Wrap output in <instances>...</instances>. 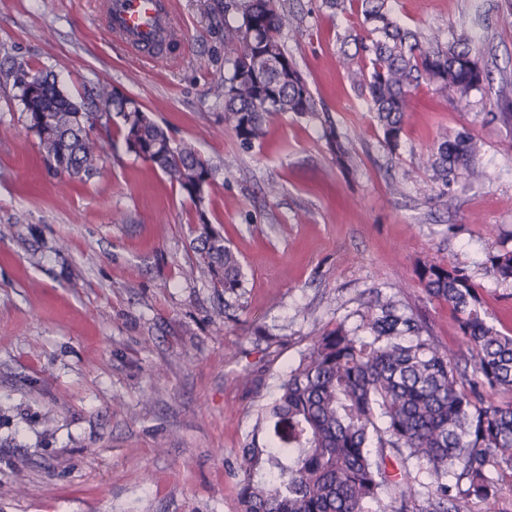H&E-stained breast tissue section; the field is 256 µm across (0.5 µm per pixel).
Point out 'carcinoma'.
Listing matches in <instances>:
<instances>
[{
  "label": "carcinoma",
  "mask_w": 512,
  "mask_h": 512,
  "mask_svg": "<svg viewBox=\"0 0 512 512\" xmlns=\"http://www.w3.org/2000/svg\"><path fill=\"white\" fill-rule=\"evenodd\" d=\"M330 10L354 14L359 56L341 64L384 134L399 146L411 97L427 81L448 100L479 89L486 71L463 31L422 36L400 26L388 0H323ZM236 17L224 38V128L251 148L267 124L292 113L320 123L336 164L349 165L353 149L328 113L321 112L306 79L280 41L299 19L282 0H225ZM27 130L42 163L82 181L95 175L103 138L159 169L196 207L192 228L197 262L186 278L206 275L226 295H239L244 273L236 251L204 208L214 177L208 161L177 144L136 99L101 81L75 98L57 82L23 67L11 68ZM99 98L112 102L105 117L93 112ZM498 100L512 119V80ZM484 141L466 128L444 131L418 157L429 181L447 191L484 153ZM486 273L512 284V250L488 254ZM431 297L448 303L468 358L441 345L425 319L376 293L361 324L339 323L311 339L298 363L263 404L251 440L235 458L236 512H469L472 501L493 512L500 476L512 475V335L488 323L482 293L452 261L428 260L417 270ZM498 395L501 400H488ZM424 467L429 482L415 490L408 463Z\"/></svg>",
  "instance_id": "1"
}]
</instances>
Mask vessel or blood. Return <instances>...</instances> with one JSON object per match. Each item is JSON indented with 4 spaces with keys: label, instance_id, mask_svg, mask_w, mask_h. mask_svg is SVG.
<instances>
[{
    "label": "vessel or blood",
    "instance_id": "b4317fda",
    "mask_svg": "<svg viewBox=\"0 0 512 512\" xmlns=\"http://www.w3.org/2000/svg\"><path fill=\"white\" fill-rule=\"evenodd\" d=\"M105 17L115 39L143 57L175 32L171 0H106Z\"/></svg>",
    "mask_w": 512,
    "mask_h": 512
}]
</instances>
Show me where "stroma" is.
Here are the masks:
<instances>
[{
  "instance_id": "1",
  "label": "stroma",
  "mask_w": 512,
  "mask_h": 512,
  "mask_svg": "<svg viewBox=\"0 0 512 512\" xmlns=\"http://www.w3.org/2000/svg\"><path fill=\"white\" fill-rule=\"evenodd\" d=\"M99 2L0 0V512H236L231 464L258 409L317 330L358 324L373 290L463 350L447 304L418 283L423 261L466 269L489 321L512 334V287L484 270L489 252L512 250V120L496 95L512 79L505 0H389L421 34L465 27L490 75L453 103L420 85L393 154L338 66L356 16L294 0L303 23L282 40L352 140L347 170L309 118L275 117L249 150L225 129L224 0H175L181 44L153 61L109 36ZM16 63L74 95L107 80L211 164L206 211L241 256L240 296L182 277L196 210L160 171L108 151L82 184L45 168L5 76ZM463 127L485 152L443 196L415 159L439 129ZM272 180L274 198L263 194Z\"/></svg>"
}]
</instances>
